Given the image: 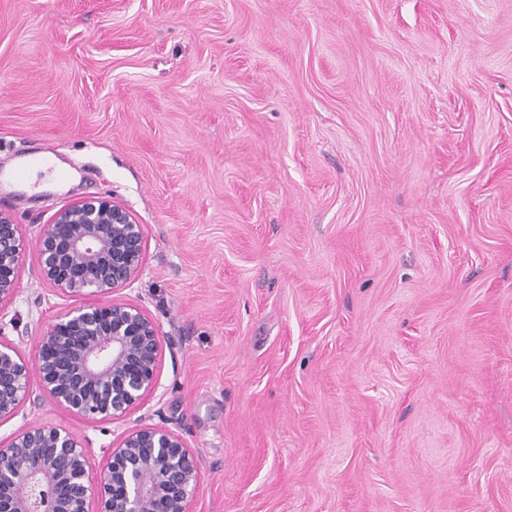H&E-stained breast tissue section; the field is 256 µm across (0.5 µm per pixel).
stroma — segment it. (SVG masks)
Returning <instances> with one entry per match:
<instances>
[{
	"instance_id": "obj_1",
	"label": "stroma",
	"mask_w": 512,
	"mask_h": 512,
	"mask_svg": "<svg viewBox=\"0 0 512 512\" xmlns=\"http://www.w3.org/2000/svg\"><path fill=\"white\" fill-rule=\"evenodd\" d=\"M48 150L0 207L133 212L158 383L1 443L167 426L189 512H512V0H0V169ZM92 301L28 250L0 335Z\"/></svg>"
}]
</instances>
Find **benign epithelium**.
I'll list each match as a JSON object with an SVG mask.
<instances>
[{
  "label": "benign epithelium",
  "mask_w": 512,
  "mask_h": 512,
  "mask_svg": "<svg viewBox=\"0 0 512 512\" xmlns=\"http://www.w3.org/2000/svg\"><path fill=\"white\" fill-rule=\"evenodd\" d=\"M24 250L13 214L0 209V306L16 294ZM144 250L143 225L108 195L76 198L43 225L34 244L41 278L108 301L56 316L32 366L0 339V420L32 396L35 374L43 394L94 421L126 416L155 389L157 324L140 307L109 299L135 279ZM200 477V453L163 425L133 427L103 447L95 473L82 440L37 424L0 444V512H188Z\"/></svg>",
  "instance_id": "7a95c632"
}]
</instances>
